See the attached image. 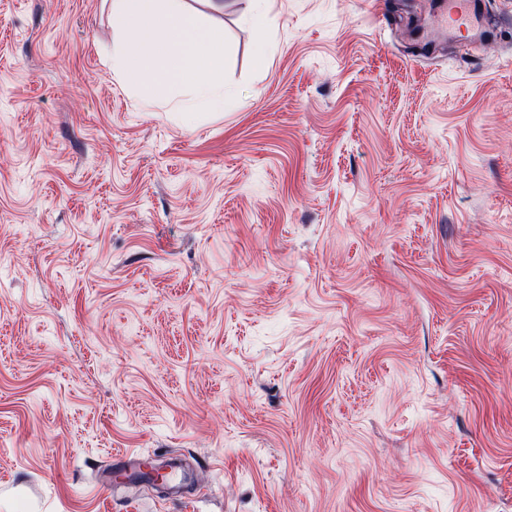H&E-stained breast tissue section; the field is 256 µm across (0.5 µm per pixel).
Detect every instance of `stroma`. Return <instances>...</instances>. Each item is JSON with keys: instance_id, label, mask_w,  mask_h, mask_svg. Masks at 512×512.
I'll return each instance as SVG.
<instances>
[{"instance_id": "35a3bbf8", "label": "stroma", "mask_w": 512, "mask_h": 512, "mask_svg": "<svg viewBox=\"0 0 512 512\" xmlns=\"http://www.w3.org/2000/svg\"><path fill=\"white\" fill-rule=\"evenodd\" d=\"M186 4L191 127L110 0H0V512H512V0ZM478 11L473 0H448V31L468 26Z\"/></svg>"}]
</instances>
